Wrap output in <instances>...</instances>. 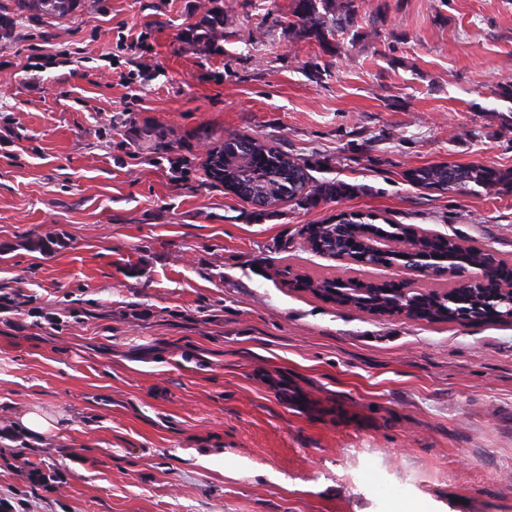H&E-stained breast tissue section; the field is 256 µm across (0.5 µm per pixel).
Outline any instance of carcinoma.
<instances>
[{"label":"carcinoma","instance_id":"cac0c4a2","mask_svg":"<svg viewBox=\"0 0 512 512\" xmlns=\"http://www.w3.org/2000/svg\"><path fill=\"white\" fill-rule=\"evenodd\" d=\"M79 0H17V8L27 19L39 21L45 16L63 18L77 8ZM293 24L295 35L316 38L329 43L328 37L338 28L354 22L353 0H296ZM181 42L200 53H220L224 43V0H206L198 22L181 32ZM206 181L224 186L228 192L251 203L262 213L276 209L285 201L304 207H314L321 201L340 199L351 195L355 186L344 181L319 180L312 175L314 167L298 156H293L259 138L229 135L227 140L206 152L202 165ZM410 181L428 188L456 195H470L482 189L488 193L512 190V170H500L484 165H431L409 174ZM304 240L312 251L335 257L351 249L367 263L384 265L388 259L365 248L364 242L382 233H390L399 240L431 250L440 256L456 259V267L485 265L488 257L476 248H463L452 240L436 236L424 239L417 231L398 224H376L373 216L360 212L346 214L336 224H308L303 229ZM501 297L512 301V269L501 264L494 270ZM348 299L352 306L364 310L382 308L389 313L428 321L456 320L455 313L475 310L485 303L488 295L478 288L453 289L446 294H424L408 291L407 297L393 294L373 285L367 292L358 293L349 286Z\"/></svg>","mask_w":512,"mask_h":512}]
</instances>
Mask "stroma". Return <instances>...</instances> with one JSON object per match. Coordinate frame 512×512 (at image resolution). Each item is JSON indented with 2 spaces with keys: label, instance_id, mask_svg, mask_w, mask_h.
<instances>
[{
  "label": "stroma",
  "instance_id": "35a3bbf8",
  "mask_svg": "<svg viewBox=\"0 0 512 512\" xmlns=\"http://www.w3.org/2000/svg\"><path fill=\"white\" fill-rule=\"evenodd\" d=\"M203 2L81 0L0 39V496L19 512H512V321L372 315L287 282L409 278L307 248L302 227L344 211L512 264V191L408 177L512 170V0H355L327 51L295 36L294 0H224L223 50L199 54L179 34ZM160 131L189 169L153 152ZM228 133L355 191L259 214L205 180L203 138ZM48 234L59 246L27 250ZM33 407L57 431L18 430ZM410 181L456 195H470L480 188L487 193L512 190V170L484 165H431L409 174Z\"/></svg>",
  "mask_w": 512,
  "mask_h": 512
}]
</instances>
